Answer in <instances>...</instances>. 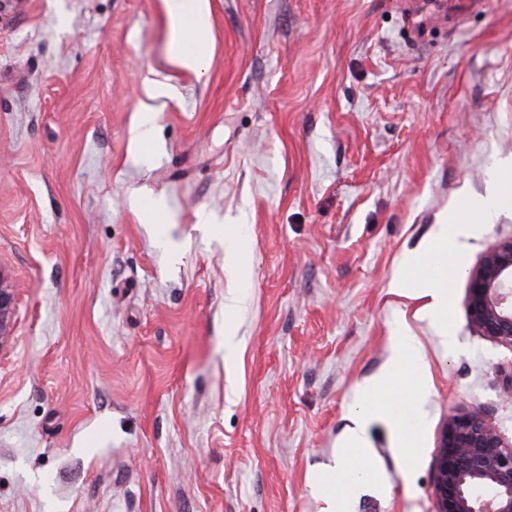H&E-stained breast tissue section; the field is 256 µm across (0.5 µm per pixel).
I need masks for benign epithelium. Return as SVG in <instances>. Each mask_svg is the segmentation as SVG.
I'll return each mask as SVG.
<instances>
[{
	"label": "benign epithelium",
	"instance_id": "obj_1",
	"mask_svg": "<svg viewBox=\"0 0 512 512\" xmlns=\"http://www.w3.org/2000/svg\"><path fill=\"white\" fill-rule=\"evenodd\" d=\"M466 312L485 339L512 351V239L493 245L467 274ZM16 291L0 273V350ZM434 512H512V437L485 410L448 414L434 461Z\"/></svg>",
	"mask_w": 512,
	"mask_h": 512
}]
</instances>
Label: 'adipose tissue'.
Returning <instances> with one entry per match:
<instances>
[{
    "label": "adipose tissue",
    "instance_id": "1",
    "mask_svg": "<svg viewBox=\"0 0 512 512\" xmlns=\"http://www.w3.org/2000/svg\"><path fill=\"white\" fill-rule=\"evenodd\" d=\"M169 17L175 41L181 46L177 62L193 72L205 71L210 63L203 48L204 37L211 27L209 0H177ZM508 202H512V167L504 166L495 175L491 199L478 198L468 203L469 217L466 221H459L456 213H449L447 225L440 227L430 246L396 278L393 284L396 294L410 299H424L423 315L439 327H446L448 281L460 271L459 258L479 225L493 218L496 206ZM408 369L415 376L410 390L412 412L405 414L397 411L394 405L379 404L381 393ZM429 393V376L421 349L409 344L395 349L384 370L360 390L355 411L358 426L346 440V452L341 453L318 479L323 495L329 501L328 512H348L349 509L347 497L335 488L337 480L350 484L376 475L365 424L376 419L385 421L396 432L405 461H412L421 440L414 410L427 399Z\"/></svg>",
    "mask_w": 512,
    "mask_h": 512
}]
</instances>
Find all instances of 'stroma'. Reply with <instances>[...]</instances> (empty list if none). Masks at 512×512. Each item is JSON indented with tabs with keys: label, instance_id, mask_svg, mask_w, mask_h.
I'll use <instances>...</instances> for the list:
<instances>
[{
	"label": "stroma",
	"instance_id": "35a3bbf8",
	"mask_svg": "<svg viewBox=\"0 0 512 512\" xmlns=\"http://www.w3.org/2000/svg\"><path fill=\"white\" fill-rule=\"evenodd\" d=\"M169 8L0 0V512H325L313 476L403 333L432 379L421 449L371 422L384 481L351 512H434L449 413L512 434V351L470 325L464 276L512 206L461 256L447 329L391 285L512 164V0H210L201 73ZM16 302V291L7 284L0 273V350L9 341L12 332V317Z\"/></svg>",
	"mask_w": 512,
	"mask_h": 512
}]
</instances>
